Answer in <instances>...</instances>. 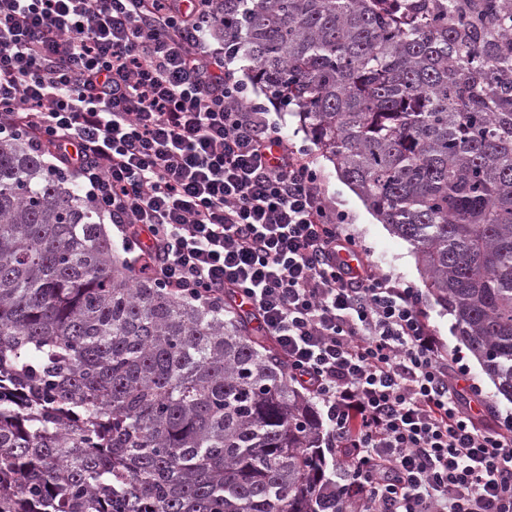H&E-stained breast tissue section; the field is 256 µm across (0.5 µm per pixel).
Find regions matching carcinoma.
<instances>
[{"label": "carcinoma", "instance_id": "cac0c4a2", "mask_svg": "<svg viewBox=\"0 0 512 512\" xmlns=\"http://www.w3.org/2000/svg\"><path fill=\"white\" fill-rule=\"evenodd\" d=\"M512 401V0H212ZM320 421L253 318L116 255L0 138V512H321Z\"/></svg>", "mask_w": 512, "mask_h": 512}]
</instances>
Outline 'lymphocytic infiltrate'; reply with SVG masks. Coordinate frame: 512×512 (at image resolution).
<instances>
[{
    "mask_svg": "<svg viewBox=\"0 0 512 512\" xmlns=\"http://www.w3.org/2000/svg\"><path fill=\"white\" fill-rule=\"evenodd\" d=\"M214 30L211 0H0V134L76 172L160 287L254 316L349 451L346 512H512V414H472L422 293L362 262Z\"/></svg>",
    "mask_w": 512,
    "mask_h": 512,
    "instance_id": "obj_1",
    "label": "lymphocytic infiltrate"
}]
</instances>
